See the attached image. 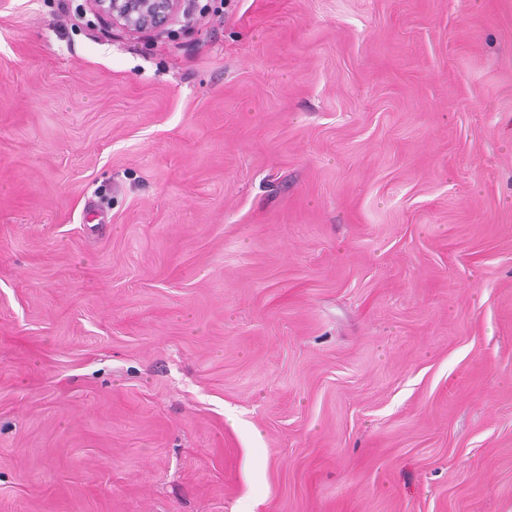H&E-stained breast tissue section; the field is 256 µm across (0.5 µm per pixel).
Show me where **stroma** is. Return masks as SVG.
<instances>
[{"instance_id": "1", "label": "stroma", "mask_w": 512, "mask_h": 512, "mask_svg": "<svg viewBox=\"0 0 512 512\" xmlns=\"http://www.w3.org/2000/svg\"><path fill=\"white\" fill-rule=\"evenodd\" d=\"M0 512H512V0H0ZM94 13L113 27L132 34L162 32L181 12L186 0H90Z\"/></svg>"}]
</instances>
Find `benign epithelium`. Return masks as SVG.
Instances as JSON below:
<instances>
[{
	"label": "benign epithelium",
	"mask_w": 512,
	"mask_h": 512,
	"mask_svg": "<svg viewBox=\"0 0 512 512\" xmlns=\"http://www.w3.org/2000/svg\"><path fill=\"white\" fill-rule=\"evenodd\" d=\"M94 13L132 34L161 32L183 10L186 0H90Z\"/></svg>",
	"instance_id": "benign-epithelium-1"
}]
</instances>
